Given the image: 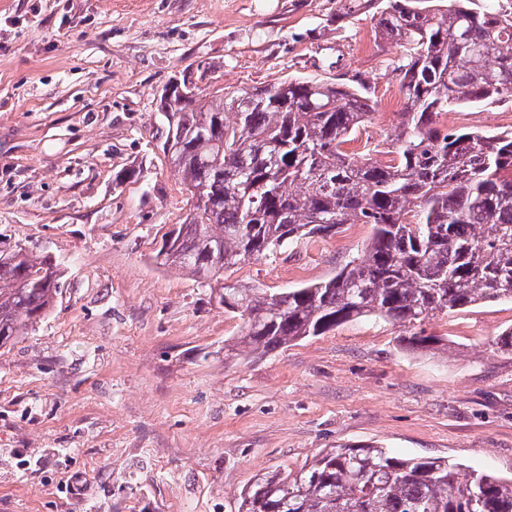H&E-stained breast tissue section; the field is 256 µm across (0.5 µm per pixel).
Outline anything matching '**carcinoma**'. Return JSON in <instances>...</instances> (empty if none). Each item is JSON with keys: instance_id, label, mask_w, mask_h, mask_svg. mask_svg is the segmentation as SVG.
Wrapping results in <instances>:
<instances>
[{"instance_id": "obj_1", "label": "carcinoma", "mask_w": 512, "mask_h": 512, "mask_svg": "<svg viewBox=\"0 0 512 512\" xmlns=\"http://www.w3.org/2000/svg\"><path fill=\"white\" fill-rule=\"evenodd\" d=\"M376 9L404 99L388 162L345 149L373 120L364 86L303 78L205 99L160 95L169 155L194 201L156 256L243 320L230 351L267 354L355 320L415 327L442 312L512 301V132L443 126L461 107L512 99V11L474 0H343ZM340 224H370L363 254L333 278L269 293L224 271ZM62 271L16 246L0 250V348L56 306ZM239 512H512V478L443 458L340 445L297 470L261 475Z\"/></svg>"}]
</instances>
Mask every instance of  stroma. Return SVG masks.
I'll use <instances>...</instances> for the list:
<instances>
[{"mask_svg": "<svg viewBox=\"0 0 512 512\" xmlns=\"http://www.w3.org/2000/svg\"><path fill=\"white\" fill-rule=\"evenodd\" d=\"M340 0H0V246L63 270L52 314L0 348V512H238L257 475L339 445L512 476V302L426 319L440 350L374 321L253 357L242 321L156 265L189 194L162 151L165 86L201 94L287 78L364 79L348 146L394 134L403 49ZM442 124L512 130V100ZM371 237L344 224L228 269L280 291L324 281Z\"/></svg>", "mask_w": 512, "mask_h": 512, "instance_id": "obj_1", "label": "stroma"}]
</instances>
